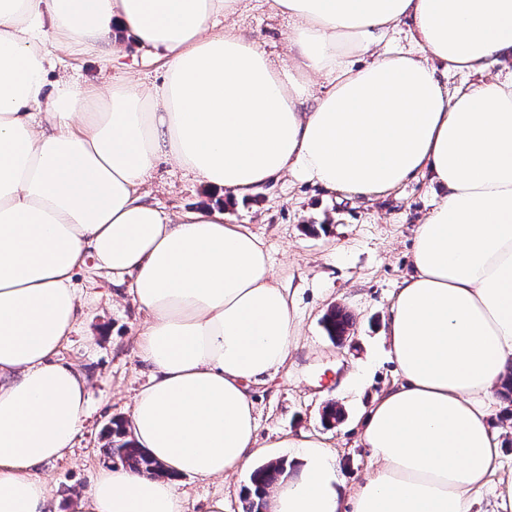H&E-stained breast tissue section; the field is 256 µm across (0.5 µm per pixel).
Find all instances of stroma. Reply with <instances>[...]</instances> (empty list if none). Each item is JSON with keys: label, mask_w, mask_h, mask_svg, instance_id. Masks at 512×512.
Instances as JSON below:
<instances>
[{"label": "stroma", "mask_w": 512, "mask_h": 512, "mask_svg": "<svg viewBox=\"0 0 512 512\" xmlns=\"http://www.w3.org/2000/svg\"><path fill=\"white\" fill-rule=\"evenodd\" d=\"M236 23L273 60L287 63L292 22L276 13L268 0H245ZM53 52L63 61L54 72L58 78L106 84L129 77L147 86L162 81V61L132 47L122 63L107 70L93 55L60 46ZM143 191L150 203L171 215L218 199L216 192L169 159L157 163ZM441 195V189L422 175L367 199L328 192L287 174L226 205L232 223L249 225L262 236L274 274L283 287L296 291L299 331L288 361L273 379L250 388L261 442L288 432L312 434L336 451L340 480L351 486L363 479L370 457L360 440L361 423L375 395L396 379L384 325L394 290L411 270L414 227ZM76 283L85 316L61 355L90 380V414L69 457L41 469L54 488L57 512H73L75 494L88 489L101 468L109 466L101 452L106 427L112 419H126L128 404L150 374L135 347L145 314L132 302L127 284L91 258ZM334 307L353 317L351 336L340 344L330 340L322 324L324 314ZM329 403L345 413L331 426L322 420V409ZM245 483L240 475L224 481L184 478L186 512H208L218 493L224 496V512H242Z\"/></svg>", "instance_id": "obj_1"}]
</instances>
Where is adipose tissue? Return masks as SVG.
I'll use <instances>...</instances> for the list:
<instances>
[{"label":"adipose tissue","instance_id":"1","mask_svg":"<svg viewBox=\"0 0 512 512\" xmlns=\"http://www.w3.org/2000/svg\"><path fill=\"white\" fill-rule=\"evenodd\" d=\"M242 3L0 0V512H56L40 469L89 414L87 376L59 357L89 257L131 276L148 313L136 350L151 377L127 424L169 476L103 468L78 512H185L182 477L233 476L267 453L249 388L288 360L292 294L223 207L170 216L145 201L164 156L238 198L287 173L355 196L419 174L445 190L390 308L397 379L362 422L374 468L345 487L323 441L287 434L278 447L303 464L269 489V512H472L502 467L512 77L454 91L445 77L512 61V0H270L293 21L284 64L230 25ZM54 44L106 63L136 46L163 81L51 80Z\"/></svg>","mask_w":512,"mask_h":512}]
</instances>
